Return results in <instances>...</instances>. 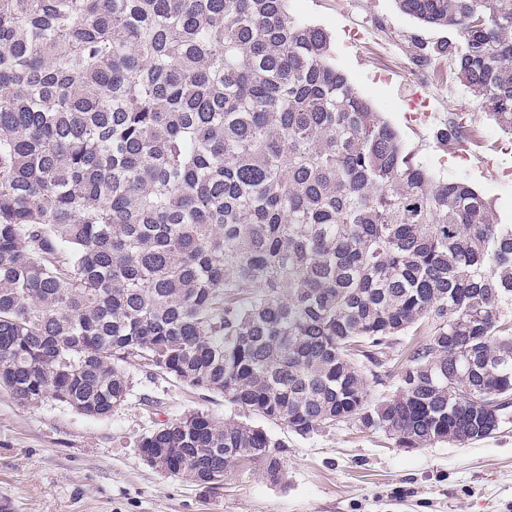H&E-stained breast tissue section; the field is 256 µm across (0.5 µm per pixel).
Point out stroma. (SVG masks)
I'll use <instances>...</instances> for the list:
<instances>
[{
	"label": "stroma",
	"mask_w": 512,
	"mask_h": 512,
	"mask_svg": "<svg viewBox=\"0 0 512 512\" xmlns=\"http://www.w3.org/2000/svg\"><path fill=\"white\" fill-rule=\"evenodd\" d=\"M290 12L330 33L336 67L418 162L470 183L500 222L512 223V135L469 89L449 77L430 115L409 117L412 84L402 61L438 31L401 13L395 0H290ZM452 122L493 136L458 157L435 139ZM127 373L126 402L99 418L51 399L26 405L0 388V502L11 512H512V417L481 441L414 449L352 424L300 436L268 421L265 429L284 444L283 481L269 482L251 464L231 467L223 486L210 489L148 466L138 443L190 412L223 420V398L149 366Z\"/></svg>",
	"instance_id": "35a3bbf8"
}]
</instances>
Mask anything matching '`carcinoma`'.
<instances>
[{
  "label": "carcinoma",
  "mask_w": 512,
  "mask_h": 512,
  "mask_svg": "<svg viewBox=\"0 0 512 512\" xmlns=\"http://www.w3.org/2000/svg\"><path fill=\"white\" fill-rule=\"evenodd\" d=\"M397 3L448 32L414 59L512 134V0ZM132 364L230 408L139 443L200 483L241 451L282 480L250 415L486 439L512 415V224L416 162L288 0H0V387L104 417Z\"/></svg>",
  "instance_id": "1"
}]
</instances>
